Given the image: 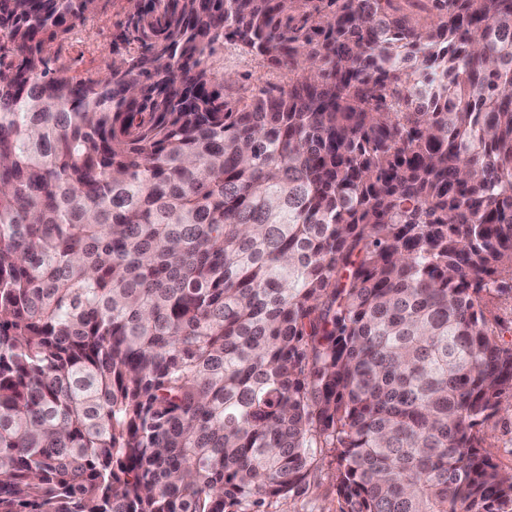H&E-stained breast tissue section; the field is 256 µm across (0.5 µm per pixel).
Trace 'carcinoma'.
Instances as JSON below:
<instances>
[{"mask_svg":"<svg viewBox=\"0 0 512 512\" xmlns=\"http://www.w3.org/2000/svg\"><path fill=\"white\" fill-rule=\"evenodd\" d=\"M97 2L0 0V512H512V0H127L77 80ZM126 7V0H100L89 20L53 47V66L66 69L77 79L103 74L112 64V32ZM208 65L215 71L224 72V76H231L236 80L232 88L240 92L250 83H259L258 79L270 86H283L288 81L287 68L267 64L262 66L253 57L240 53L229 43L224 44V50L221 49L208 59ZM247 76L250 77L248 80ZM485 315L498 339L505 345L512 344V294H488L484 300ZM480 435L492 460L501 469L512 470V410H502L480 424ZM336 461L324 448L318 450L310 470L306 489L273 502L271 512H339L341 500L337 494Z\"/></svg>","mask_w":512,"mask_h":512,"instance_id":"carcinoma-1","label":"carcinoma"}]
</instances>
